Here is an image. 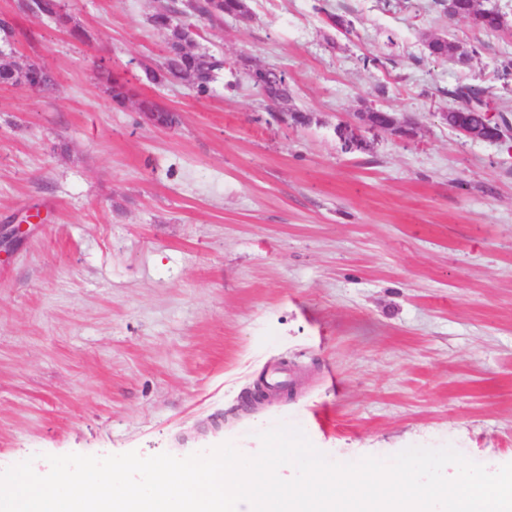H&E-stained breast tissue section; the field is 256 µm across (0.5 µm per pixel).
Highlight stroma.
I'll return each instance as SVG.
<instances>
[{"instance_id":"1","label":"stroma","mask_w":512,"mask_h":512,"mask_svg":"<svg viewBox=\"0 0 512 512\" xmlns=\"http://www.w3.org/2000/svg\"><path fill=\"white\" fill-rule=\"evenodd\" d=\"M30 0H0L17 57L55 85L0 88V470L47 455L183 458L303 429L337 462L450 446L512 463V137L442 121L467 83L512 112L509 26L487 33L433 0H250L253 18H190L227 66L208 97L150 83L153 0H66L73 39ZM352 22L329 29L326 13ZM476 46L469 66L427 36ZM288 74L301 127L267 112L240 59ZM113 71L172 111L117 110ZM398 138L339 124L366 107ZM292 382L254 402L263 370Z\"/></svg>"}]
</instances>
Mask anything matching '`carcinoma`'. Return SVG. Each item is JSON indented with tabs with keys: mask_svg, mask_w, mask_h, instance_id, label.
I'll return each instance as SVG.
<instances>
[{
	"mask_svg": "<svg viewBox=\"0 0 512 512\" xmlns=\"http://www.w3.org/2000/svg\"><path fill=\"white\" fill-rule=\"evenodd\" d=\"M444 1L449 2L456 16L472 20L478 28L486 32H496L504 27L500 22L499 11L485 7L482 0H435V4L440 6ZM35 6L37 13L53 18L61 25L67 21V16L63 14V0H37ZM183 10V3L174 0L156 9L152 14V24L164 37V55L162 68L147 72V76L155 83H160L169 76L177 77L188 82L196 97L203 98L210 94L212 84L224 71L226 61L222 56L209 52L200 53L193 47L182 46L185 26L173 25L171 19ZM196 10L198 14L211 20H220L227 15L247 21L252 16L249 0H197ZM426 47L429 56L451 57L462 66L467 65L476 53L473 46L434 35L428 39ZM28 68L29 64L22 63L14 57L9 60L0 59V87L22 84ZM99 78L108 85L112 102L116 106L124 108L131 102L130 91L114 76L103 71ZM245 78L267 101L278 107L283 104L289 105V87L278 80L274 68L252 65L245 69ZM450 96L458 105L448 109V125L452 126L461 121L473 129L484 131L487 125L494 124L490 116L489 102L483 99L480 90L471 85L461 84L450 92ZM137 109L158 125L168 127L175 123L174 115L152 100L138 101Z\"/></svg>",
	"mask_w": 512,
	"mask_h": 512,
	"instance_id": "cac0c4a2",
	"label": "carcinoma"
}]
</instances>
